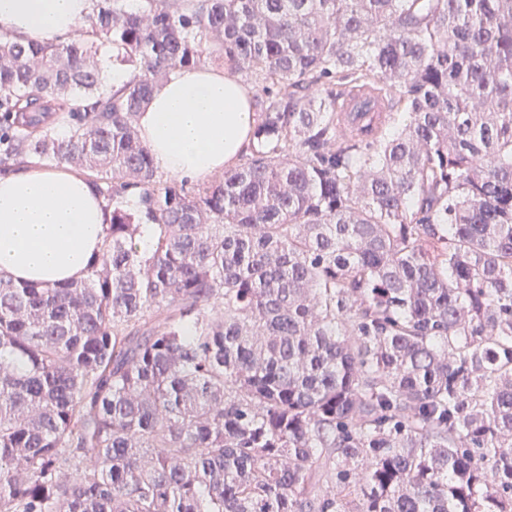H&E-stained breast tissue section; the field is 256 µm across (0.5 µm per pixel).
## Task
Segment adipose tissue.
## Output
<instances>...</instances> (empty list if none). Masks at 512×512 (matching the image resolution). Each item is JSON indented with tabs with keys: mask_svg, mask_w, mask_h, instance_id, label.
Here are the masks:
<instances>
[{
	"mask_svg": "<svg viewBox=\"0 0 512 512\" xmlns=\"http://www.w3.org/2000/svg\"><path fill=\"white\" fill-rule=\"evenodd\" d=\"M91 0H0V35L45 43L75 32ZM254 114L237 77L213 67L175 71L137 116L156 165L195 181L238 159ZM109 213L77 170L30 163L0 175V275L54 285L84 278L101 251Z\"/></svg>",
	"mask_w": 512,
	"mask_h": 512,
	"instance_id": "adipose-tissue-1",
	"label": "adipose tissue"
}]
</instances>
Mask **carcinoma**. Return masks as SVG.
<instances>
[{"instance_id":"cac0c4a2","label":"carcinoma","mask_w":512,"mask_h":512,"mask_svg":"<svg viewBox=\"0 0 512 512\" xmlns=\"http://www.w3.org/2000/svg\"><path fill=\"white\" fill-rule=\"evenodd\" d=\"M82 29L0 36V167L87 169L110 215L83 280L0 278V512H512V0H93ZM212 57L262 94L192 194L136 117ZM352 84L386 121L342 125Z\"/></svg>"}]
</instances>
